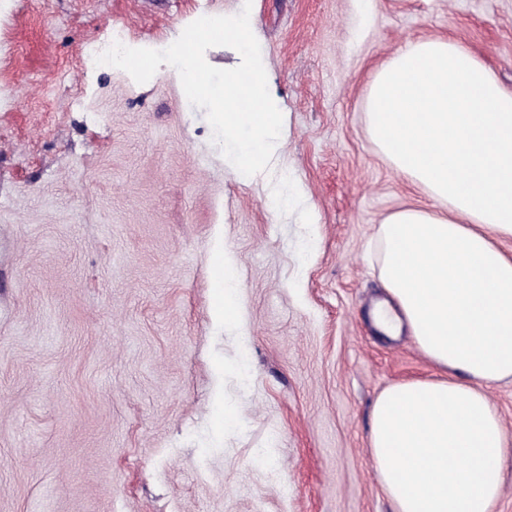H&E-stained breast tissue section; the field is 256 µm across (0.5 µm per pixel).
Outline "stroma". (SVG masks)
<instances>
[{"mask_svg": "<svg viewBox=\"0 0 512 512\" xmlns=\"http://www.w3.org/2000/svg\"><path fill=\"white\" fill-rule=\"evenodd\" d=\"M244 1L0 0V512H394L372 408L435 369L370 321L376 233L430 199L365 94L430 35L512 89V0H248L288 117L251 177L168 65L82 64ZM219 248L239 327L212 321Z\"/></svg>", "mask_w": 512, "mask_h": 512, "instance_id": "1", "label": "stroma"}]
</instances>
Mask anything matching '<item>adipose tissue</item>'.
<instances>
[{
    "mask_svg": "<svg viewBox=\"0 0 512 512\" xmlns=\"http://www.w3.org/2000/svg\"><path fill=\"white\" fill-rule=\"evenodd\" d=\"M367 130L433 207L380 224L376 326L409 332L438 374L385 388L371 455L396 512H495L508 438L486 385L512 380V91L464 44L411 41L374 73ZM213 314L240 318L223 252Z\"/></svg>",
    "mask_w": 512,
    "mask_h": 512,
    "instance_id": "ef3b65f1",
    "label": "adipose tissue"
}]
</instances>
